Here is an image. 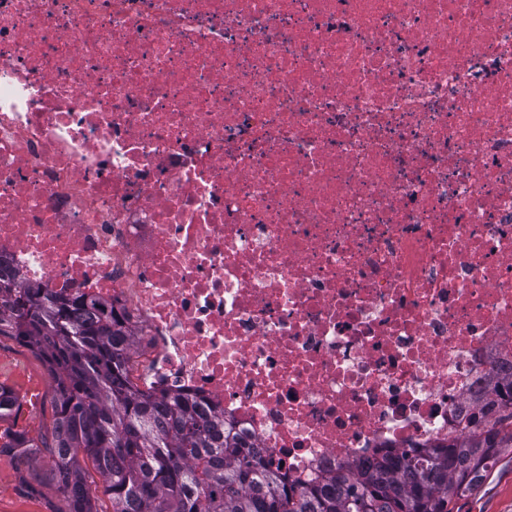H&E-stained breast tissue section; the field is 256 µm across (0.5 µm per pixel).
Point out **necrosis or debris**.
Returning a JSON list of instances; mask_svg holds the SVG:
<instances>
[{
    "mask_svg": "<svg viewBox=\"0 0 512 512\" xmlns=\"http://www.w3.org/2000/svg\"><path fill=\"white\" fill-rule=\"evenodd\" d=\"M0 257L309 482L512 368V0H0Z\"/></svg>",
    "mask_w": 512,
    "mask_h": 512,
    "instance_id": "4bbe7bcc",
    "label": "necrosis or debris"
}]
</instances>
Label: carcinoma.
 Listing matches in <instances>:
<instances>
[{"label": "carcinoma", "instance_id": "obj_1", "mask_svg": "<svg viewBox=\"0 0 512 512\" xmlns=\"http://www.w3.org/2000/svg\"><path fill=\"white\" fill-rule=\"evenodd\" d=\"M0 337L42 359L52 406L46 434L9 429L0 456L28 461L47 452L66 512H451L512 453L510 372L490 378L488 394L447 440L291 484L197 398L135 389L126 370L135 331L98 300L25 283L0 265ZM21 406L0 384V422L16 419ZM92 470L106 509L92 493Z\"/></svg>", "mask_w": 512, "mask_h": 512}]
</instances>
